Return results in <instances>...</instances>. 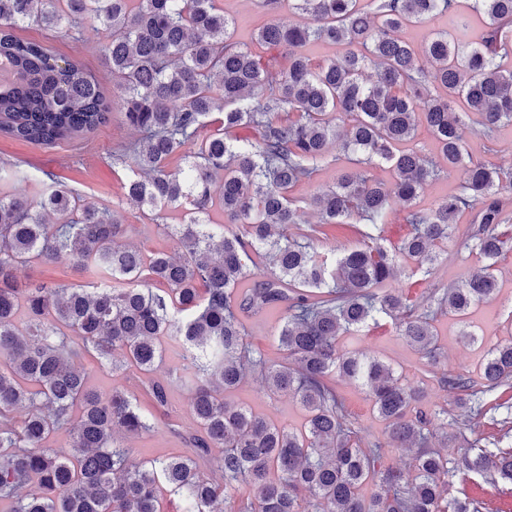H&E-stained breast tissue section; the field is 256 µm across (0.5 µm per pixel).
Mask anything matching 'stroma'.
Segmentation results:
<instances>
[{
	"label": "stroma",
	"mask_w": 512,
	"mask_h": 512,
	"mask_svg": "<svg viewBox=\"0 0 512 512\" xmlns=\"http://www.w3.org/2000/svg\"><path fill=\"white\" fill-rule=\"evenodd\" d=\"M220 3L225 15L236 22L235 39L238 43L254 49L263 63L273 66L275 70L287 68V55L279 50L257 46L255 36L258 29L267 23L299 24L303 21L302 16L285 8L275 12L263 10L257 0H220ZM17 34L43 43L59 56L80 61L96 76L107 96L117 97L112 72L100 52V46L107 41L108 34L99 26L87 20L66 23L53 30L31 24L18 29ZM136 137V132L123 126L116 117L110 118L90 134L55 145L19 143L0 135V174H8L17 166L24 168L28 178L17 183L16 189L29 195L39 190L49 177H56L87 201L108 208L118 223L128 225L126 244L138 247L145 253L169 251L173 248V242L163 234L161 227L176 223V214L169 210L158 212L130 202L122 189L130 170L115 165L113 161L114 154ZM500 231L504 235L505 245L495 271L498 288L491 300L473 309L469 316L471 328L478 336L476 342L466 341L461 334V323L448 315L440 317L436 323L442 357L439 364L433 367L428 366L417 351L396 335L391 320L387 318L369 332L346 336L341 340L345 349L361 351L385 362L403 381L418 386L423 392L422 403L426 407L447 409L448 433H470L487 443L501 437L498 426L487 419L478 424L470 422L466 413L456 407L454 393L440 384L439 378L448 372L476 374L484 352L493 344L512 338V223L501 226ZM482 265L478 254L461 248L458 239L454 238L449 241L430 276L403 273L398 275L395 285L414 304L423 306L427 303L430 290L448 288ZM242 320L252 347L268 361L280 360L281 353L274 341L279 313H248L243 315ZM81 362L88 372V383L92 388L104 392L112 388L126 390L138 399L143 410L151 413L154 428L126 441L134 460L158 461L191 452L188 437L196 431L197 425L187 406V388L170 383L168 405L163 409L156 407L147 393L150 379L168 381L170 374L179 368L180 362L173 353H165L162 367L152 377L132 367L114 374L100 370L90 352L83 353ZM334 383L362 440L386 441V424L374 411L366 389L339 377L335 378ZM233 398L275 424L298 429L305 422V413L295 398L271 395L257 376H248ZM453 483L455 492L484 499L488 512H512L510 485L492 484L480 478L465 482L458 477L454 478Z\"/></svg>",
	"instance_id": "stroma-1"
}]
</instances>
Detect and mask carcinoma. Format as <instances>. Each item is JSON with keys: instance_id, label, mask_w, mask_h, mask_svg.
I'll return each mask as SVG.
<instances>
[{"instance_id": "1", "label": "carcinoma", "mask_w": 512, "mask_h": 512, "mask_svg": "<svg viewBox=\"0 0 512 512\" xmlns=\"http://www.w3.org/2000/svg\"><path fill=\"white\" fill-rule=\"evenodd\" d=\"M308 16L304 24L269 23L257 41L288 51L278 72L232 41V21L216 0H0V62L14 80L0 86V134L52 145L89 133L117 110L140 137L121 155L134 177L124 183L139 206L172 208L183 223L174 251L145 255L118 243L127 228L53 180L39 197L0 186V503L9 512H159L157 489L182 496L184 512H486L445 480L457 472L512 483V448L488 450L459 433L450 458L435 449L440 417L417 407L421 391L386 364L342 351L343 335L363 332L386 315L427 362L439 355L433 322L463 316L496 291L502 254L498 227L512 220V176L472 157L468 137L512 123V0H264ZM434 13L451 28L415 47L401 36ZM485 24L478 39L469 17ZM90 19L110 32L101 53L118 99L107 98L79 62L20 38L26 23L55 29ZM341 45L334 61L314 64L304 47ZM219 117H213V114ZM423 121L440 145L424 157L407 144ZM217 129L205 138L200 130ZM250 128L251 138L239 131ZM341 142V152L329 148ZM185 150V169H170ZM336 163L334 186L307 202L293 189L322 163ZM385 165L393 181L369 175ZM463 171L460 191L428 211L411 203L440 173ZM399 204L412 233L393 253L371 230ZM318 215L313 232L362 224L363 241L336 249L334 262L313 238L288 236L303 206ZM473 212L463 245L483 268L422 310L392 285L399 263L431 274L458 217ZM237 224L242 233L227 234ZM266 253L268 266L252 262ZM73 258L101 279L77 287L30 280L31 264ZM281 308L276 330L283 358L270 362L246 340L240 315ZM93 348L116 372L155 371L164 350L183 360L175 379L189 389L199 434L193 454L150 467L133 461L115 428L136 436L152 429L135 398L100 392L74 362L69 337ZM272 395L289 394L305 411L298 431L280 427L228 398L247 372ZM358 381L387 422L388 446L413 452L412 479L382 467L383 446L363 444L332 376ZM441 383L472 419L489 418L509 435L512 404L488 403L512 389V342L487 351L478 378L450 372ZM61 430L68 441L50 446ZM224 449L220 475L198 457ZM378 485L370 498L368 482Z\"/></svg>"}]
</instances>
